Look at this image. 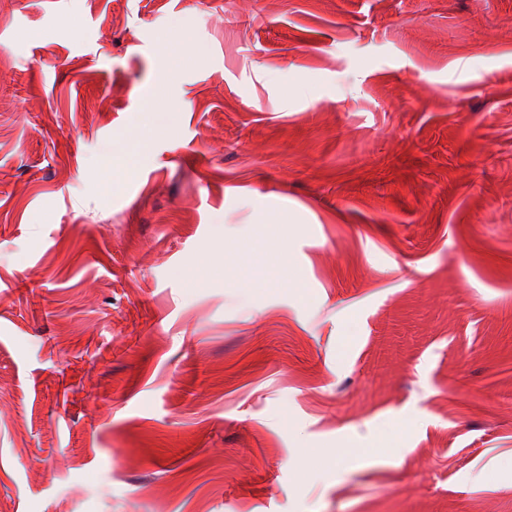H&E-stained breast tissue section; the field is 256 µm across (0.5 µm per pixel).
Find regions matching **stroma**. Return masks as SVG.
<instances>
[{
	"label": "stroma",
	"instance_id": "35a3bbf8",
	"mask_svg": "<svg viewBox=\"0 0 512 512\" xmlns=\"http://www.w3.org/2000/svg\"><path fill=\"white\" fill-rule=\"evenodd\" d=\"M0 512H512V0H0ZM187 36L186 29L175 27L169 41H164L165 59L162 75L175 70L181 63V45Z\"/></svg>",
	"mask_w": 512,
	"mask_h": 512
}]
</instances>
